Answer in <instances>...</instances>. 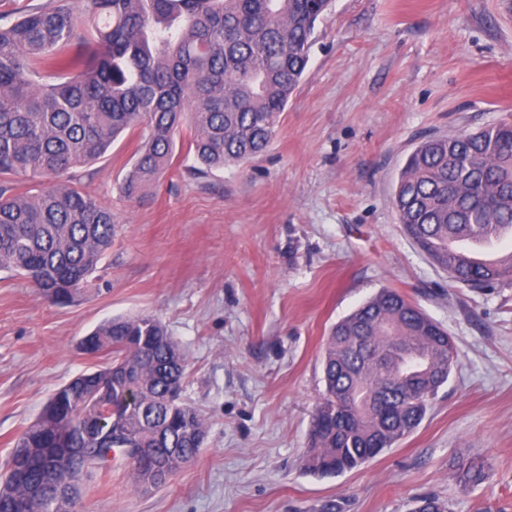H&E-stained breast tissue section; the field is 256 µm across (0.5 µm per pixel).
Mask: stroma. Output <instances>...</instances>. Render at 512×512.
<instances>
[{
  "label": "stroma",
  "mask_w": 512,
  "mask_h": 512,
  "mask_svg": "<svg viewBox=\"0 0 512 512\" xmlns=\"http://www.w3.org/2000/svg\"><path fill=\"white\" fill-rule=\"evenodd\" d=\"M512 119V0H333L303 79L262 155L201 176L177 148L128 200L133 140L76 169L119 229L93 290L66 306L0 269V468L57 388L98 358L80 339L113 317L157 315L187 353L183 400L208 431L198 456L141 492L128 462L83 480L79 512H512V282L452 283L392 204L427 136ZM384 288L452 337L447 382L407 437L357 469L303 471L330 328ZM491 478L460 486L459 464Z\"/></svg>",
  "instance_id": "1"
}]
</instances>
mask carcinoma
<instances>
[{
	"instance_id": "carcinoma-1",
	"label": "carcinoma",
	"mask_w": 512,
	"mask_h": 512,
	"mask_svg": "<svg viewBox=\"0 0 512 512\" xmlns=\"http://www.w3.org/2000/svg\"><path fill=\"white\" fill-rule=\"evenodd\" d=\"M331 0H51L0 24V268L53 305L90 285L117 232L112 210L74 179L121 136L137 140L132 200L173 164L176 139L204 174L261 155L306 71ZM404 233L451 282L494 288L498 266L450 255L448 239L512 233V121L428 138L400 170ZM108 363L56 390L16 439L0 512H69L67 489L119 456L133 486L165 483L199 453L208 421L182 400L187 354L154 315L113 318L82 337ZM448 332L383 289L337 322L304 470L330 476L375 458L418 427L448 380ZM137 448L154 449L141 464ZM470 461L457 480H488Z\"/></svg>"
}]
</instances>
